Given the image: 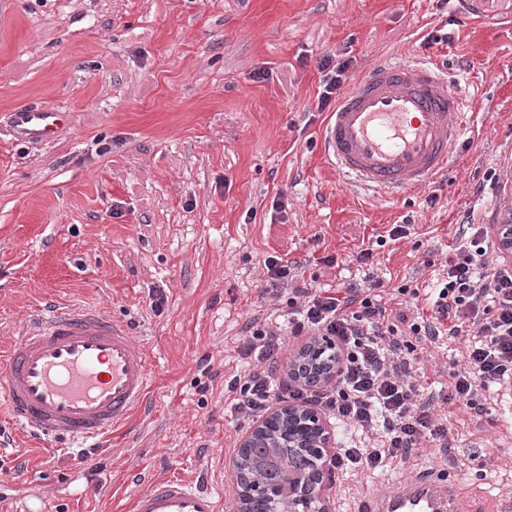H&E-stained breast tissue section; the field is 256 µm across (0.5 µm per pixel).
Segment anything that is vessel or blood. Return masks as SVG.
I'll return each instance as SVG.
<instances>
[{
	"label": "vessel or blood",
	"mask_w": 512,
	"mask_h": 512,
	"mask_svg": "<svg viewBox=\"0 0 512 512\" xmlns=\"http://www.w3.org/2000/svg\"><path fill=\"white\" fill-rule=\"evenodd\" d=\"M458 97L430 61H379L342 93L321 129L328 162L352 185L397 197L436 182L459 140ZM64 113L24 105L11 114L20 139L53 140ZM154 361L126 325L100 308L49 307L0 352V410L36 435L93 445L145 411ZM455 484L420 474L365 492L356 512H452ZM133 512H220L216 494L182 478H156Z\"/></svg>",
	"instance_id": "obj_1"
}]
</instances>
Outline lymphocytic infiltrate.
Here are the masks:
<instances>
[{"label": "lymphocytic infiltrate", "instance_id": "lymphocytic-infiltrate-1", "mask_svg": "<svg viewBox=\"0 0 512 512\" xmlns=\"http://www.w3.org/2000/svg\"><path fill=\"white\" fill-rule=\"evenodd\" d=\"M485 225L464 213L449 247L446 273L414 316L391 314L382 282L360 288H314L303 262L264 260L266 292L288 293V317L273 325L259 316L246 320L239 351L255 357L256 368L227 384L230 411L257 420L284 400L318 405L348 432L373 433L371 448L338 449L332 471L382 470L406 459L427 441L447 442L448 428L422 393L407 356L410 339L436 342L467 337L464 366L450 375L448 398L478 410L479 391L512 388V269L492 258ZM329 338L344 352L337 383L309 388L277 383L275 365L286 336Z\"/></svg>", "mask_w": 512, "mask_h": 512}]
</instances>
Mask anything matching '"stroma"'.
Wrapping results in <instances>:
<instances>
[{"mask_svg":"<svg viewBox=\"0 0 512 512\" xmlns=\"http://www.w3.org/2000/svg\"><path fill=\"white\" fill-rule=\"evenodd\" d=\"M485 9L486 20L455 0H0V347L45 302L74 303L127 324L156 363L152 411L108 446H54L0 415V460L24 467L0 478V512H132L146 476L195 477L231 501L227 466L249 428L224 402L245 365L241 327L287 306L261 292L265 258L307 260L321 288L423 289L446 268L459 216L503 220L512 0ZM442 28L451 42L426 45ZM328 57L350 60L352 80L386 57L445 66L468 114L447 173L386 200L327 168L316 106ZM22 104L69 120L51 142L16 140L9 114ZM488 171L499 185L478 192ZM396 224L408 237L375 246ZM459 348L415 352L434 401ZM482 405L449 408L447 447L338 476L335 512L445 467L462 506L512 500V402Z\"/></svg>","mask_w":512,"mask_h":512,"instance_id":"1","label":"stroma"}]
</instances>
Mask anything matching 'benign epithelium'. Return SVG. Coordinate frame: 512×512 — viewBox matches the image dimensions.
<instances>
[{"mask_svg":"<svg viewBox=\"0 0 512 512\" xmlns=\"http://www.w3.org/2000/svg\"><path fill=\"white\" fill-rule=\"evenodd\" d=\"M492 239L496 250L512 257V218L493 225ZM300 361H291L288 381L306 378L314 371L318 381H336L340 350L329 340H313L299 351ZM263 443L270 448H300L307 456V471L288 470L266 480L256 479L243 460L234 457L232 512H250L255 498L265 500L269 512H332L327 489L328 462L336 452V435L324 413L316 406L284 404L255 421L242 436L239 447Z\"/></svg>","mask_w":512,"mask_h":512,"instance_id":"7a95c632","label":"benign epithelium"}]
</instances>
